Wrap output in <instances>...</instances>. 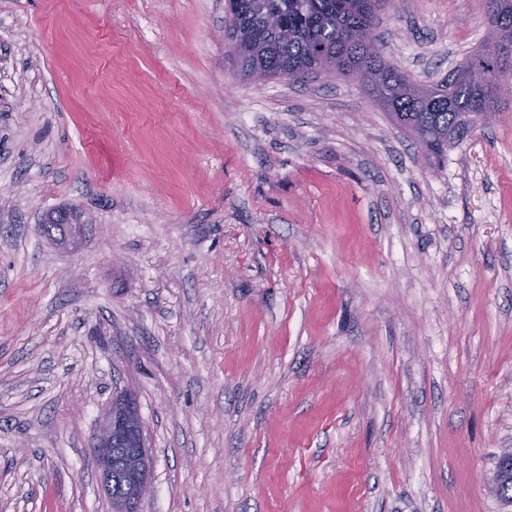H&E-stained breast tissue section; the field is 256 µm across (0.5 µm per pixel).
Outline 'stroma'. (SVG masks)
<instances>
[{"mask_svg": "<svg viewBox=\"0 0 512 512\" xmlns=\"http://www.w3.org/2000/svg\"><path fill=\"white\" fill-rule=\"evenodd\" d=\"M224 0H0V512H512V96L427 164L352 77L242 78ZM485 0H392L428 87ZM82 212L79 247L40 234ZM135 403L129 398H122L108 408L99 432L100 446L112 448V453L103 451L98 457L104 489H107L112 502L119 500L124 493V486L128 481L129 454L123 442L113 441L112 432L121 428L124 421L136 414ZM132 491L126 496L125 501L115 512H139L138 505L149 491L148 471L139 469L130 482Z\"/></svg>", "mask_w": 512, "mask_h": 512, "instance_id": "stroma-1", "label": "stroma"}]
</instances>
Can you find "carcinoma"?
<instances>
[{"label": "carcinoma", "instance_id": "obj_1", "mask_svg": "<svg viewBox=\"0 0 512 512\" xmlns=\"http://www.w3.org/2000/svg\"><path fill=\"white\" fill-rule=\"evenodd\" d=\"M389 0H226L225 40L240 74L251 81L310 77L316 72L354 76L417 136L427 158L441 156L464 138L478 115L512 93V0H486L489 34L448 81L424 88L387 63L375 31ZM129 454L112 443V500L124 493Z\"/></svg>", "mask_w": 512, "mask_h": 512}]
</instances>
